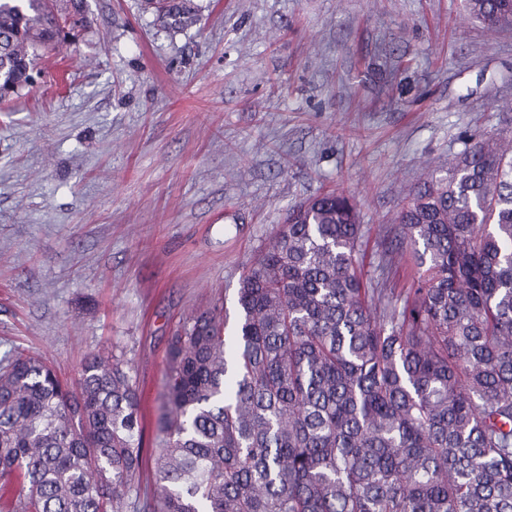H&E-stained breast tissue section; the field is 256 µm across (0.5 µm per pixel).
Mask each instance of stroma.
Instances as JSON below:
<instances>
[{
    "instance_id": "1",
    "label": "stroma",
    "mask_w": 512,
    "mask_h": 512,
    "mask_svg": "<svg viewBox=\"0 0 512 512\" xmlns=\"http://www.w3.org/2000/svg\"><path fill=\"white\" fill-rule=\"evenodd\" d=\"M162 29L144 0H87L91 28L0 103V364L72 382L109 352L158 434L168 338L233 302L289 209L333 189L361 270L428 171L512 133V30L464 0H192Z\"/></svg>"
}]
</instances>
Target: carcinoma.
<instances>
[{
  "label": "carcinoma",
  "mask_w": 512,
  "mask_h": 512,
  "mask_svg": "<svg viewBox=\"0 0 512 512\" xmlns=\"http://www.w3.org/2000/svg\"><path fill=\"white\" fill-rule=\"evenodd\" d=\"M163 23L188 0H145ZM495 32L512 0H466ZM90 27L85 0H0V99ZM349 197L292 208L243 271L234 314L169 341L141 493L136 379L109 353L70 385L42 358L0 365V496L10 512H512V136L427 175L359 268ZM407 288H389L396 265Z\"/></svg>",
  "instance_id": "obj_1"
}]
</instances>
